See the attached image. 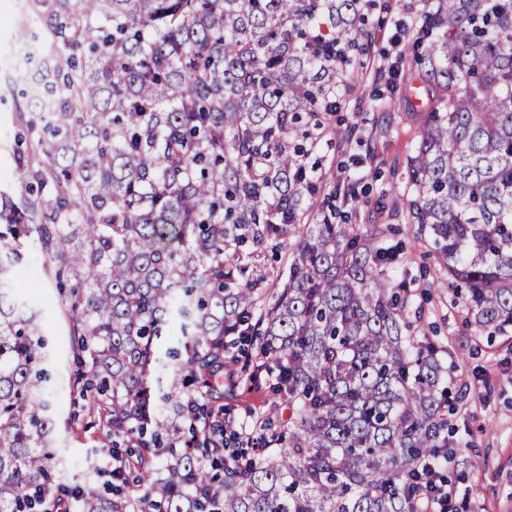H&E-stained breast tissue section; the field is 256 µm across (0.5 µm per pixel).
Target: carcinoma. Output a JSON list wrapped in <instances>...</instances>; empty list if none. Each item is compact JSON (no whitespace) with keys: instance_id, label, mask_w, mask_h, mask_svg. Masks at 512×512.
I'll return each mask as SVG.
<instances>
[{"instance_id":"cac0c4a2","label":"carcinoma","mask_w":512,"mask_h":512,"mask_svg":"<svg viewBox=\"0 0 512 512\" xmlns=\"http://www.w3.org/2000/svg\"><path fill=\"white\" fill-rule=\"evenodd\" d=\"M360 0H37L70 54L36 89L50 119L0 194V512H420L448 448L438 347L414 335L386 229L336 224L309 160L355 83ZM409 68L435 85L405 162L409 219L467 319L512 327V0H438ZM79 102L81 111L72 108ZM323 218L304 224L305 206ZM295 234L288 276L240 281ZM34 238L56 277L80 393L131 443L110 481L71 482L52 448L43 302L13 276ZM250 252L233 266L224 244ZM262 359L287 419L223 454L224 368ZM166 459L164 468L157 467ZM149 493L134 498L130 487Z\"/></svg>"}]
</instances>
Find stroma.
<instances>
[{
	"instance_id": "1",
	"label": "stroma",
	"mask_w": 512,
	"mask_h": 512,
	"mask_svg": "<svg viewBox=\"0 0 512 512\" xmlns=\"http://www.w3.org/2000/svg\"><path fill=\"white\" fill-rule=\"evenodd\" d=\"M431 8L430 0H372L369 38L352 62L357 86L345 93L312 159L318 172L355 187L356 200L344 206L350 223L388 227L385 244L399 253L414 300L409 317L416 335L458 356L457 365L448 368L447 389L457 398L448 416V439L459 464L449 470L448 479L459 506L466 512H512V330L487 336L466 325L447 274L421 245L419 227L407 216L405 161L418 140L420 111L434 104V87L415 72L402 70L389 80L376 74L380 61L393 62L411 52L413 35L397 33V24L421 18ZM34 12L35 0H0V190L18 202L27 194L11 178L14 136L26 121L44 114L41 101L28 92L51 80L59 59L67 55L65 49L47 46L31 63L17 64L19 47L37 32ZM416 86L423 96L419 105L411 96ZM23 268V284L31 295L57 296L56 280L38 249L26 252ZM53 364L58 376L53 400L59 411L55 446L67 462L69 480L79 482L95 471V451L104 444L107 429L69 386L77 369L72 357L57 351ZM224 403L236 427L252 417L287 414L262 378L238 385Z\"/></svg>"
}]
</instances>
